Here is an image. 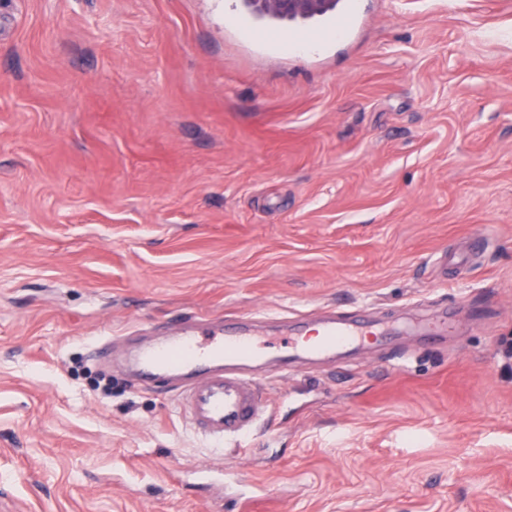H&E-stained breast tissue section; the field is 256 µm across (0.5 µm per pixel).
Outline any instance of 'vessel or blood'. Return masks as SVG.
<instances>
[{"mask_svg": "<svg viewBox=\"0 0 512 512\" xmlns=\"http://www.w3.org/2000/svg\"><path fill=\"white\" fill-rule=\"evenodd\" d=\"M258 323L253 316L233 322L185 317L170 334L131 350L127 364L140 382L178 390L193 428L214 445L237 451L266 424L269 412L253 377L240 370L264 356L255 344ZM280 332L288 339L280 359L323 360L349 350L361 337L382 336L386 330L331 312L315 324L283 322Z\"/></svg>", "mask_w": 512, "mask_h": 512, "instance_id": "vessel-or-blood-1", "label": "vessel or blood"}]
</instances>
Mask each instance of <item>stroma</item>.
<instances>
[{"label":"stroma","instance_id":"35a3bbf8","mask_svg":"<svg viewBox=\"0 0 512 512\" xmlns=\"http://www.w3.org/2000/svg\"><path fill=\"white\" fill-rule=\"evenodd\" d=\"M359 4L318 57L244 0H0V512H243L222 468L254 512H512V0ZM326 308L399 334L264 367L238 455L98 359Z\"/></svg>","mask_w":512,"mask_h":512}]
</instances>
